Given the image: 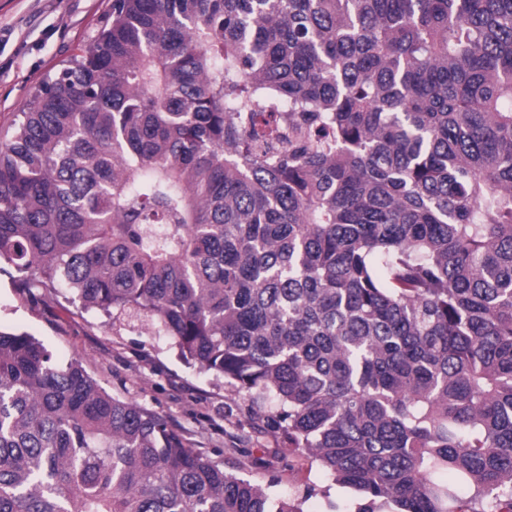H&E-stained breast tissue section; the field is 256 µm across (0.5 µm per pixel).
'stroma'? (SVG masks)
<instances>
[{
	"instance_id": "1",
	"label": "stroma",
	"mask_w": 512,
	"mask_h": 512,
	"mask_svg": "<svg viewBox=\"0 0 512 512\" xmlns=\"http://www.w3.org/2000/svg\"><path fill=\"white\" fill-rule=\"evenodd\" d=\"M112 0H0V135L12 129L41 81L94 35ZM0 264V329L26 332L60 360L78 356L114 397L163 416L185 444L237 476L288 496L314 485L307 512H354L357 496L315 462L294 455L276 433L255 429L254 415L223 381L182 361L169 341L135 320L106 324L71 302L62 288L37 294L13 285Z\"/></svg>"
}]
</instances>
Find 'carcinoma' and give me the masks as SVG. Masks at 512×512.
I'll list each match as a JSON object with an SVG mask.
<instances>
[{
  "label": "carcinoma",
  "instance_id": "cac0c4a2",
  "mask_svg": "<svg viewBox=\"0 0 512 512\" xmlns=\"http://www.w3.org/2000/svg\"><path fill=\"white\" fill-rule=\"evenodd\" d=\"M145 323L354 512L512 503V0H112L0 139V261ZM0 330V512H306Z\"/></svg>",
  "mask_w": 512,
  "mask_h": 512
}]
</instances>
